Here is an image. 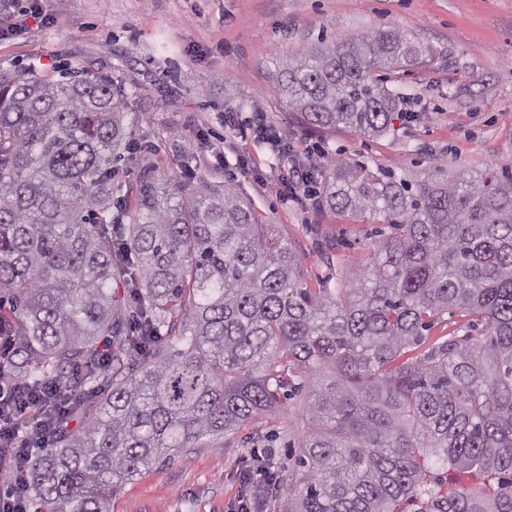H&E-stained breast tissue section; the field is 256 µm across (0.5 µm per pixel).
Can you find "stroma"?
<instances>
[{
  "label": "stroma",
  "instance_id": "stroma-1",
  "mask_svg": "<svg viewBox=\"0 0 512 512\" xmlns=\"http://www.w3.org/2000/svg\"><path fill=\"white\" fill-rule=\"evenodd\" d=\"M55 24L28 19L0 40V73L27 66L74 79L111 74L115 97L137 119L136 154L119 179L130 194L149 171L178 181L233 184L300 260L310 287L349 280L370 246L371 217L342 216L295 190L300 164L321 179L333 160L412 176L485 172L512 164V0H49ZM372 26L407 33L436 52L399 76L403 117L381 137L309 126L272 78L275 55ZM263 114L283 135L255 139ZM307 391L225 437L142 469L112 496L111 512H279L256 479L270 455L293 472L308 426Z\"/></svg>",
  "mask_w": 512,
  "mask_h": 512
}]
</instances>
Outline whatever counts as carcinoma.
I'll use <instances>...</instances> for the list:
<instances>
[{"label":"carcinoma","instance_id":"1","mask_svg":"<svg viewBox=\"0 0 512 512\" xmlns=\"http://www.w3.org/2000/svg\"><path fill=\"white\" fill-rule=\"evenodd\" d=\"M433 57L378 26L278 57L273 77L309 125L378 135L405 96L375 71ZM127 117L107 76L0 75V380L72 395L28 463L35 512H111L141 469L298 378L310 426L280 512H512V172L337 162L326 206L379 224L347 287L313 289L230 183L163 174L114 199ZM448 313L484 334L430 335Z\"/></svg>","mask_w":512,"mask_h":512}]
</instances>
